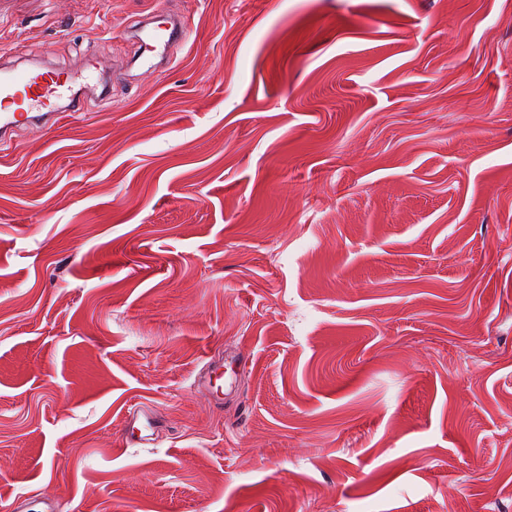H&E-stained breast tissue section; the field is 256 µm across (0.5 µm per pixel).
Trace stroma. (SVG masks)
I'll return each instance as SVG.
<instances>
[{
  "label": "stroma",
  "instance_id": "obj_1",
  "mask_svg": "<svg viewBox=\"0 0 512 512\" xmlns=\"http://www.w3.org/2000/svg\"><path fill=\"white\" fill-rule=\"evenodd\" d=\"M21 53L110 88L0 153V512H512V0H0ZM166 26H155L147 37L155 44L162 45L164 51L174 44H184L189 36V27L182 22L166 21Z\"/></svg>",
  "mask_w": 512,
  "mask_h": 512
}]
</instances>
